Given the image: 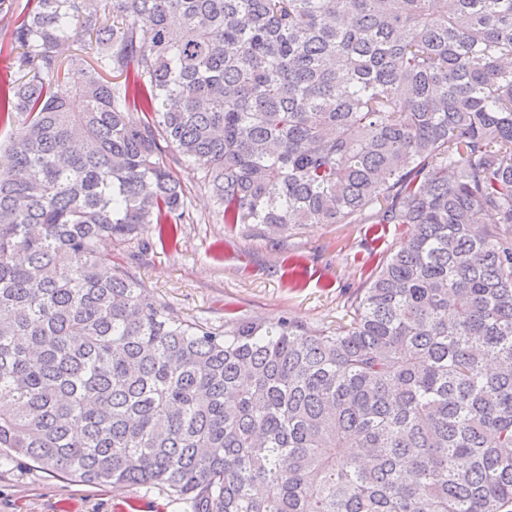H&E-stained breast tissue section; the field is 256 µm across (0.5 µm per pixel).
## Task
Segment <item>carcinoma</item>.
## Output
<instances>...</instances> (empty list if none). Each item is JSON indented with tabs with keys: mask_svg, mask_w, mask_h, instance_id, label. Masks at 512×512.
I'll list each match as a JSON object with an SVG mask.
<instances>
[{
	"mask_svg": "<svg viewBox=\"0 0 512 512\" xmlns=\"http://www.w3.org/2000/svg\"><path fill=\"white\" fill-rule=\"evenodd\" d=\"M0 16V449L190 512H512V0ZM174 165L233 226L415 232L349 323L216 332L112 268L176 240Z\"/></svg>",
	"mask_w": 512,
	"mask_h": 512,
	"instance_id": "1",
	"label": "carcinoma"
}]
</instances>
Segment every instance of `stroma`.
Returning a JSON list of instances; mask_svg holds the SVG:
<instances>
[{
  "instance_id": "obj_1",
  "label": "stroma",
  "mask_w": 512,
  "mask_h": 512,
  "mask_svg": "<svg viewBox=\"0 0 512 512\" xmlns=\"http://www.w3.org/2000/svg\"><path fill=\"white\" fill-rule=\"evenodd\" d=\"M190 218L176 243L116 244L112 263L131 269L173 315L215 329L249 320H293L335 329L353 295L408 237L406 224H304L259 234L217 220L199 171L176 165ZM0 512H183L163 491L66 480L14 455L0 462Z\"/></svg>"
}]
</instances>
